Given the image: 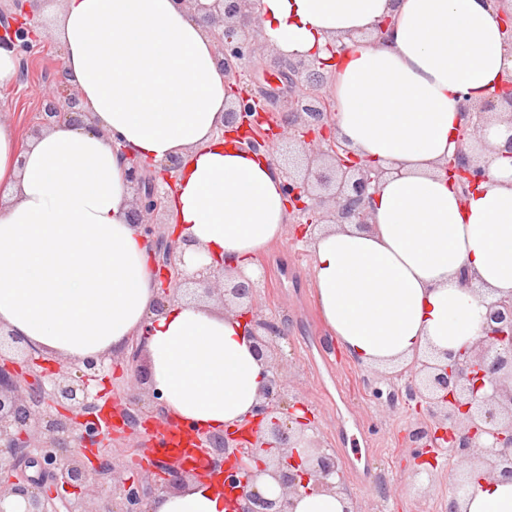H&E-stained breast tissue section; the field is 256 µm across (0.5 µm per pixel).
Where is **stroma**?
Listing matches in <instances>:
<instances>
[{
    "instance_id": "stroma-1",
    "label": "stroma",
    "mask_w": 512,
    "mask_h": 512,
    "mask_svg": "<svg viewBox=\"0 0 512 512\" xmlns=\"http://www.w3.org/2000/svg\"><path fill=\"white\" fill-rule=\"evenodd\" d=\"M60 55L58 41L46 37L25 80L0 88V121L13 126L18 136H27L40 99L50 92L47 75ZM261 263L271 274L257 304L285 333L286 378L317 412L324 444L345 461V486L358 512H440L458 474L442 463L428 477L414 476L413 450L403 442L413 413L403 400L388 407L378 405L372 391L383 372L347 356L330 336L313 297L307 240L286 234ZM284 265L293 282L281 277ZM138 444L134 437L103 446L114 473L91 474V507L110 503L113 478L139 475Z\"/></svg>"
}]
</instances>
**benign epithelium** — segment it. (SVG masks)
<instances>
[{
	"label": "benign epithelium",
	"mask_w": 512,
	"mask_h": 512,
	"mask_svg": "<svg viewBox=\"0 0 512 512\" xmlns=\"http://www.w3.org/2000/svg\"><path fill=\"white\" fill-rule=\"evenodd\" d=\"M52 0H15V11L0 14V48L14 51L16 66L29 61L41 43L43 29L34 12ZM201 16L217 43V64L232 83L225 102L224 133L236 135L252 152L276 159L282 142L292 148L286 163H277L288 198L292 223L305 228L333 224H369L374 194L386 169L360 159L336 131L329 75L320 58L286 57L273 52V64L254 67L257 48L250 35L259 24L258 0H174ZM54 90L37 106L32 134L56 123H83L79 93L55 68ZM507 116L512 125V80L476 105L461 104L463 123L457 149L445 169L468 191L485 178L469 153V142L492 119ZM127 160L126 180L133 191L129 224L147 246L155 272L152 310L162 313L188 297H218L224 311L245 319V333L255 356L268 366V378L256 406V420L224 429L214 452L213 437L199 439L209 456L202 470L189 459H150L138 479L112 484L116 512H146L145 504L205 474L222 479L225 493L235 496V512H293L302 490L346 492L344 463L323 446L315 415L290 391L285 379L288 358L276 340L274 323L255 302L264 278L252 279L226 264L219 270L201 259L191 270L185 261L191 240L163 220L165 200L179 159L147 165L119 147ZM145 337L135 338L127 356L130 381L148 396L125 404L110 397L112 361L87 356L73 367L34 349L24 337L0 330V512H96L87 508L90 474L107 462L84 449L112 435L138 429L161 439L168 422L166 407L151 382L144 360ZM408 401L424 415L404 441L423 463L433 467L440 452L464 471L447 512H458L456 497L470 489L469 474L512 481V298L492 301L475 342L441 359L422 360L406 378ZM72 439L80 450L63 454ZM280 488L276 497L262 491L264 477Z\"/></svg>",
	"instance_id": "7a95c632"
}]
</instances>
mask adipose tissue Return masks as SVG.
Instances as JSON below:
<instances>
[{"mask_svg":"<svg viewBox=\"0 0 512 512\" xmlns=\"http://www.w3.org/2000/svg\"><path fill=\"white\" fill-rule=\"evenodd\" d=\"M265 37L332 63L336 129L389 168L371 223L311 239L315 303L340 348L401 368L480 331L484 294L512 295V127L481 138L485 179L460 195L442 164L460 103L512 78V0H260ZM391 19L388 41L360 32ZM54 34L83 125L18 139L0 124V326L76 362L142 335L152 383L179 423L219 432L252 417L267 369L235 314L186 301L152 310L155 276L128 222L120 138L142 161L181 159L166 207L215 266L256 274L289 221L268 160L222 136L224 74L206 23L173 0H62ZM469 274L472 285L463 287ZM462 512H512V483L474 474ZM214 481L164 493L150 512H231Z\"/></svg>","mask_w":512,"mask_h":512,"instance_id":"adipose-tissue-1","label":"adipose tissue"}]
</instances>
